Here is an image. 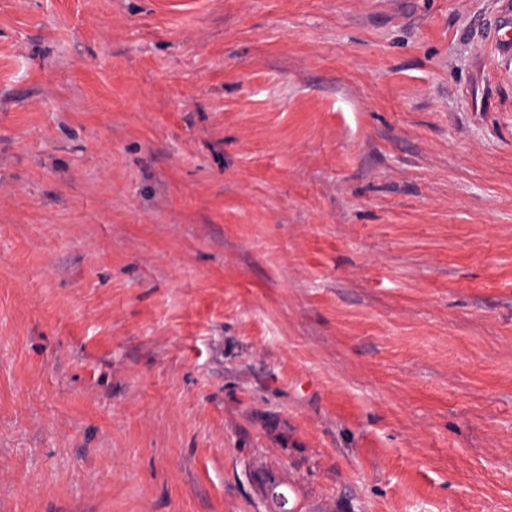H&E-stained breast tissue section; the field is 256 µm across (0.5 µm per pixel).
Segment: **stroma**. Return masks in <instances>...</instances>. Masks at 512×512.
I'll use <instances>...</instances> for the list:
<instances>
[{
  "instance_id": "35a3bbf8",
  "label": "stroma",
  "mask_w": 512,
  "mask_h": 512,
  "mask_svg": "<svg viewBox=\"0 0 512 512\" xmlns=\"http://www.w3.org/2000/svg\"><path fill=\"white\" fill-rule=\"evenodd\" d=\"M512 512V0H0V512Z\"/></svg>"
}]
</instances>
